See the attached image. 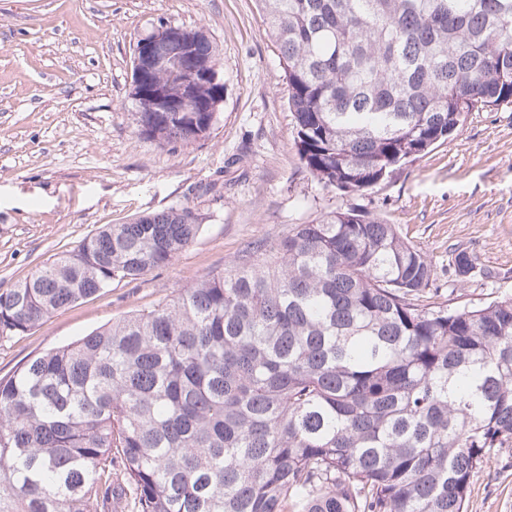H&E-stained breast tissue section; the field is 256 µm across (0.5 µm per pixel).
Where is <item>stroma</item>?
I'll return each mask as SVG.
<instances>
[{
	"instance_id": "35a3bbf8",
	"label": "stroma",
	"mask_w": 512,
	"mask_h": 512,
	"mask_svg": "<svg viewBox=\"0 0 512 512\" xmlns=\"http://www.w3.org/2000/svg\"><path fill=\"white\" fill-rule=\"evenodd\" d=\"M162 22L204 30L224 82L209 133L166 147L140 134L131 95L136 43ZM184 205L202 229L171 265L0 339V378L335 208L398 225L429 257L449 308L512 296V105L466 114L451 140L353 195L303 168L254 0H0V291L103 225ZM461 251L473 259L464 278ZM466 512H512V448L476 470Z\"/></svg>"
}]
</instances>
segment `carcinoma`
I'll list each match as a JSON object with an SVG mask.
<instances>
[{
  "mask_svg": "<svg viewBox=\"0 0 512 512\" xmlns=\"http://www.w3.org/2000/svg\"><path fill=\"white\" fill-rule=\"evenodd\" d=\"M318 183L366 191L512 103V0H255ZM143 86L180 96L162 69ZM223 85L151 112L211 128ZM190 206L109 224L0 293V338L172 264ZM397 226L330 210L0 379V512H464L512 448V296L450 311Z\"/></svg>",
  "mask_w": 512,
  "mask_h": 512,
  "instance_id": "carcinoma-1",
  "label": "carcinoma"
}]
</instances>
